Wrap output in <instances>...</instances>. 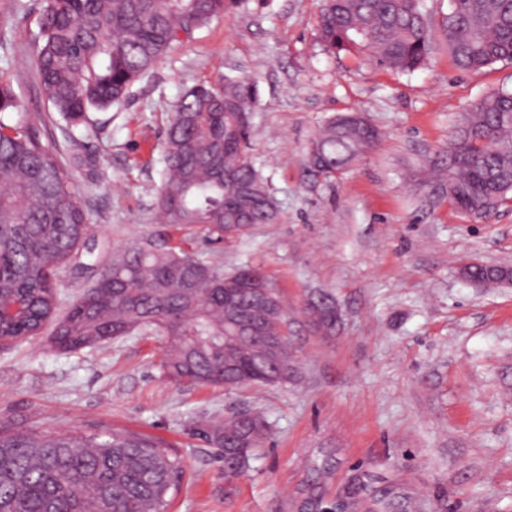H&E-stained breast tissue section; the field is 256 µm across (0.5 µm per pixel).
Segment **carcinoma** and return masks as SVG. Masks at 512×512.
I'll return each mask as SVG.
<instances>
[{
  "label": "carcinoma",
  "instance_id": "cac0c4a2",
  "mask_svg": "<svg viewBox=\"0 0 512 512\" xmlns=\"http://www.w3.org/2000/svg\"><path fill=\"white\" fill-rule=\"evenodd\" d=\"M242 0H46L35 67L46 98L71 127L89 112L124 100L141 76L183 39ZM448 51L465 71L512 61V0H450L442 24ZM321 44L360 52L400 72L427 62L431 29L419 0H323ZM256 83L224 76L179 98L163 145L164 176L155 206L162 223L201 224L217 242L249 224H272L278 211L253 158ZM19 107L0 83V337L37 336L54 322L50 347L76 350L136 333L165 340L162 368L170 380L221 386L227 393L258 384L259 376L292 366L288 344L269 356L267 337L283 335L288 308L273 292L271 310L249 288H226L258 268L230 273L180 246L138 241L112 256L108 268L60 319L57 281L84 243L89 225L73 179L43 143L38 125L14 120ZM379 140L376 128L347 112L333 116L308 154L341 173ZM448 201L482 221L512 199V92L497 90L474 103L453 131L446 158ZM508 272L472 266L466 277L497 284ZM270 424L254 411L235 412L200 434L222 449L224 473L239 477L267 439ZM183 478L180 459L153 436L53 429H0V512H169ZM395 488L372 497L350 489L328 506L313 483L307 512H393Z\"/></svg>",
  "mask_w": 512,
  "mask_h": 512
}]
</instances>
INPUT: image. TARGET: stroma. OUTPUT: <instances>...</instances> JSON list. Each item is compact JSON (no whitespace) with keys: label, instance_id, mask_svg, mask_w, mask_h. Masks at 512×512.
Masks as SVG:
<instances>
[{"label":"stroma","instance_id":"35a3bbf8","mask_svg":"<svg viewBox=\"0 0 512 512\" xmlns=\"http://www.w3.org/2000/svg\"><path fill=\"white\" fill-rule=\"evenodd\" d=\"M44 6L0 0V81L71 173L89 226L59 277L58 315L113 253L147 237L179 241L224 271L262 269L288 307L295 371L231 397L167 379L155 336L58 351L41 334L0 348V423L164 439L186 471L170 512H297L311 462L329 454V502L357 478L397 486L403 512H512V286L477 287L460 273L473 260L512 267V203L483 222L454 207L434 173L461 115L493 90L512 91V61L457 68L441 37L449 0H423L433 49L407 73L325 50L321 0H245L170 51L127 99L74 128L35 73ZM227 75L258 85L254 160L279 219L212 243L203 226L156 223L155 190L183 91ZM345 112L364 113L378 144L345 173L309 171L311 141ZM318 293L342 314L330 337L302 315ZM243 406L271 431L229 485L219 449L197 429Z\"/></svg>","mask_w":512,"mask_h":512}]
</instances>
